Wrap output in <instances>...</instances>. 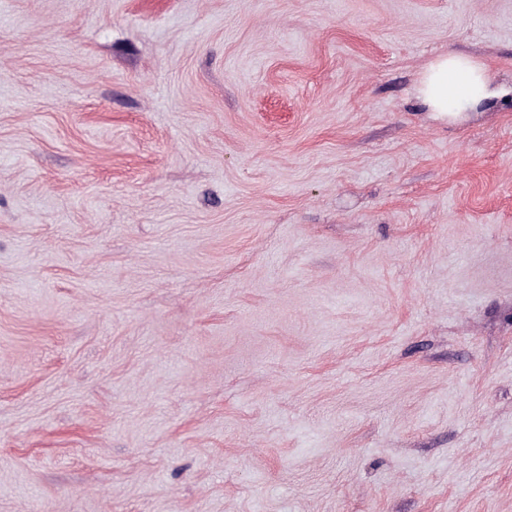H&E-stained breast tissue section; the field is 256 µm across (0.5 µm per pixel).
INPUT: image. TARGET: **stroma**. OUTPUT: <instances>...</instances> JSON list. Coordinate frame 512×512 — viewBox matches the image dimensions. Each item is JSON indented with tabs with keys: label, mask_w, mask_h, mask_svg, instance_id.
<instances>
[{
	"label": "stroma",
	"mask_w": 512,
	"mask_h": 512,
	"mask_svg": "<svg viewBox=\"0 0 512 512\" xmlns=\"http://www.w3.org/2000/svg\"><path fill=\"white\" fill-rule=\"evenodd\" d=\"M0 512H512V0H0ZM417 92L431 112L445 118L479 111L507 91L492 83L487 68L477 59L448 53L429 63Z\"/></svg>",
	"instance_id": "35a3bbf8"
}]
</instances>
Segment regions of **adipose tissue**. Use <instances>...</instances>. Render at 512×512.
<instances>
[{
  "label": "adipose tissue",
  "mask_w": 512,
  "mask_h": 512,
  "mask_svg": "<svg viewBox=\"0 0 512 512\" xmlns=\"http://www.w3.org/2000/svg\"><path fill=\"white\" fill-rule=\"evenodd\" d=\"M417 92L430 111L442 117L479 111L505 94L503 87L493 84L483 63L456 53L431 61L419 79Z\"/></svg>",
  "instance_id": "obj_1"
}]
</instances>
